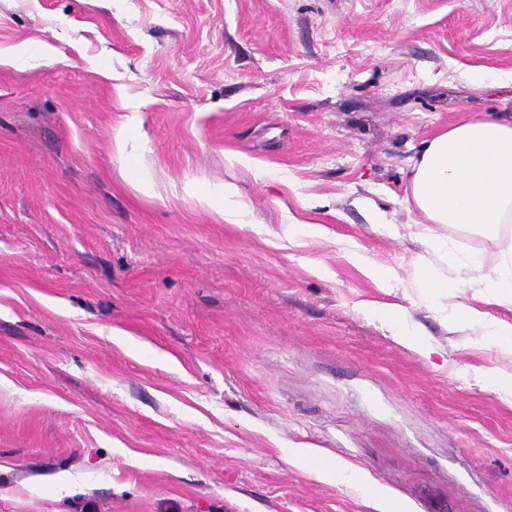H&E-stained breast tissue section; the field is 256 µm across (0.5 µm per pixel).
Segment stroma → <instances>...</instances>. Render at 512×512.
I'll list each match as a JSON object with an SVG mask.
<instances>
[{
  "instance_id": "35a3bbf8",
  "label": "stroma",
  "mask_w": 512,
  "mask_h": 512,
  "mask_svg": "<svg viewBox=\"0 0 512 512\" xmlns=\"http://www.w3.org/2000/svg\"><path fill=\"white\" fill-rule=\"evenodd\" d=\"M1 49L0 512H512V351L406 201L512 113V0H0ZM467 283L466 280L451 279L435 274H429L420 284L421 288H428L432 292L446 296L448 298L454 296L458 288ZM448 310V308H447ZM459 317L469 324L477 326L481 330V336H489L497 342L502 348L511 351L512 348V324L494 322L488 319L487 314L470 306L455 304L451 305L446 318ZM476 378L489 383L498 393L507 396L510 401L512 393V374L498 372L494 370H486L482 368H474ZM368 497L372 500L378 512H411L412 506L406 502L392 498L383 489L371 484H365Z\"/></svg>"
}]
</instances>
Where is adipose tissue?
<instances>
[{
  "mask_svg": "<svg viewBox=\"0 0 512 512\" xmlns=\"http://www.w3.org/2000/svg\"><path fill=\"white\" fill-rule=\"evenodd\" d=\"M407 200L424 219L421 239H431L436 224L501 239L512 224V117L472 118L425 141L411 160ZM443 259L487 296L512 298V240L479 254L449 246Z\"/></svg>",
  "mask_w": 512,
  "mask_h": 512,
  "instance_id": "1",
  "label": "adipose tissue"
}]
</instances>
